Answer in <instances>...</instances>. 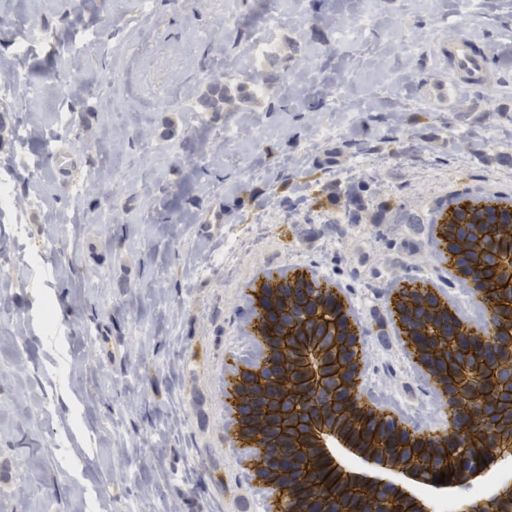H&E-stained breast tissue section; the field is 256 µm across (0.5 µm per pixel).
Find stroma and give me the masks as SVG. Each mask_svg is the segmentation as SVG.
Listing matches in <instances>:
<instances>
[{"mask_svg":"<svg viewBox=\"0 0 512 512\" xmlns=\"http://www.w3.org/2000/svg\"><path fill=\"white\" fill-rule=\"evenodd\" d=\"M132 10L0 0V66L21 29L37 35L0 104V180L24 201L22 223L0 212V512H255L265 485L223 402L259 355L243 333L257 270L310 267L343 289L363 393L417 434L443 399L387 289L428 281L470 323L490 318L427 219L455 196H512V0H384L355 36L363 0H154L116 99ZM227 10L240 28L222 29ZM463 32L491 49L487 80L438 112L427 94ZM217 74L233 101L214 120L197 99ZM257 81L268 94L239 99Z\"/></svg>","mask_w":512,"mask_h":512,"instance_id":"stroma-1","label":"stroma"}]
</instances>
